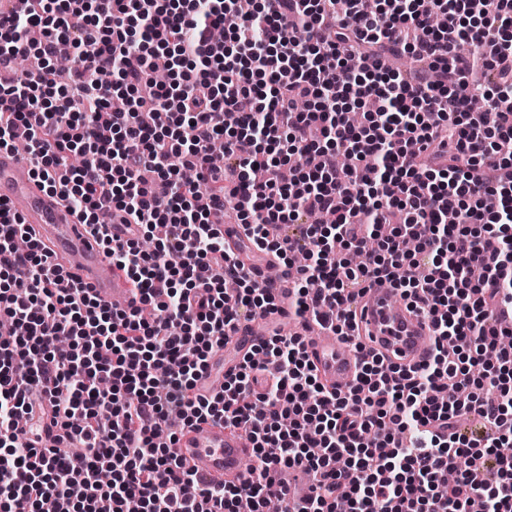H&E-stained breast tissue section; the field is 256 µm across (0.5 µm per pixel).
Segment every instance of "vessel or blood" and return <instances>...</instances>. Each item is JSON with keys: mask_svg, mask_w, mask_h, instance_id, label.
<instances>
[{"mask_svg": "<svg viewBox=\"0 0 512 512\" xmlns=\"http://www.w3.org/2000/svg\"><path fill=\"white\" fill-rule=\"evenodd\" d=\"M0 201L6 202L12 214L27 224L53 263L72 265L74 274L98 298L109 303L130 297V279L104 255L90 227L79 223L57 194L47 192L33 177L29 163L13 151H0ZM238 256L255 280L273 289L277 308L271 321L288 320L291 282L278 261L246 249L240 250ZM395 296V290L386 284L367 288L355 304L357 332L366 347L394 363L412 366L428 357L435 337L434 325L407 304L397 302ZM259 341L254 322L242 321L227 337L226 346L244 352ZM307 351L327 387H345L359 370L357 354L344 337L332 331L308 335ZM176 448L197 477L213 484L241 483L245 478L243 462L252 454L250 442L223 425L212 423L184 429Z\"/></svg>", "mask_w": 512, "mask_h": 512, "instance_id": "1", "label": "vessel or blood"}]
</instances>
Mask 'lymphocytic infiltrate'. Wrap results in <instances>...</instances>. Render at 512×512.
Here are the masks:
<instances>
[{"label":"lymphocytic infiltrate","instance_id":"f902f5d3","mask_svg":"<svg viewBox=\"0 0 512 512\" xmlns=\"http://www.w3.org/2000/svg\"><path fill=\"white\" fill-rule=\"evenodd\" d=\"M365 2L23 0L0 19V150L24 140L34 177L135 291L100 301L0 203V512H237L244 494L271 512L287 469L311 479L294 512H512V322L494 312L512 309V0ZM62 46L75 63L60 84ZM395 50L432 76L387 69ZM23 57L38 66L21 75ZM434 143L495 184L429 156ZM228 196L251 246L292 274L294 319L342 331L356 290L385 281L434 323L428 358L401 367L361 347L354 382L332 390L303 337L276 329L192 397L239 318L275 309L211 220ZM104 212L154 251L114 241ZM46 410L67 451L18 429ZM467 414L484 436L458 432ZM173 421L247 435L245 481H200L176 437L155 440Z\"/></svg>","mask_w":512,"mask_h":512}]
</instances>
